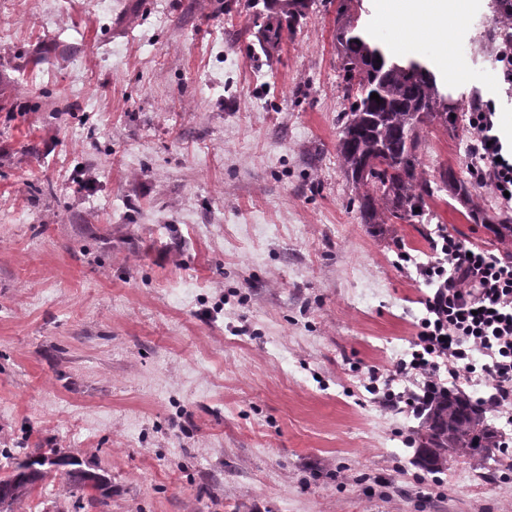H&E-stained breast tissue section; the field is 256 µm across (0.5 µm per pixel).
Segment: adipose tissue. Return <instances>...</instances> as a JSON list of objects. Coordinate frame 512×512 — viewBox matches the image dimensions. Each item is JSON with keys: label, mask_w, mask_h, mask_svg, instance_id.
Returning <instances> with one entry per match:
<instances>
[{"label": "adipose tissue", "mask_w": 512, "mask_h": 512, "mask_svg": "<svg viewBox=\"0 0 512 512\" xmlns=\"http://www.w3.org/2000/svg\"><path fill=\"white\" fill-rule=\"evenodd\" d=\"M378 27H390L388 45L392 52H410L420 40L447 32L457 19L465 0H375Z\"/></svg>", "instance_id": "obj_1"}]
</instances>
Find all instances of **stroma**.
Segmentation results:
<instances>
[{
  "label": "stroma",
  "mask_w": 512,
  "mask_h": 512,
  "mask_svg": "<svg viewBox=\"0 0 512 512\" xmlns=\"http://www.w3.org/2000/svg\"><path fill=\"white\" fill-rule=\"evenodd\" d=\"M339 4L300 0L270 51L287 0H0V451L78 455L112 481L90 512H512V471H426L363 386L422 315L398 253L500 248L444 190L383 231L350 205ZM480 13L411 57L501 117ZM419 134L427 180L470 177L471 129ZM71 500L53 475L14 512Z\"/></svg>",
  "instance_id": "35a3bbf8"
}]
</instances>
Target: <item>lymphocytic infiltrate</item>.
<instances>
[{
    "label": "lymphocytic infiltrate",
    "instance_id": "f902f5d3",
    "mask_svg": "<svg viewBox=\"0 0 512 512\" xmlns=\"http://www.w3.org/2000/svg\"><path fill=\"white\" fill-rule=\"evenodd\" d=\"M474 173L496 193H512V161L502 159L491 113L473 112ZM433 259L417 264L430 292L406 359L388 374L370 370L365 389L379 402L420 411L449 386L485 381L491 408L512 407V261L468 246L448 233L433 241ZM416 388H409V381Z\"/></svg>",
    "mask_w": 512,
    "mask_h": 512
}]
</instances>
